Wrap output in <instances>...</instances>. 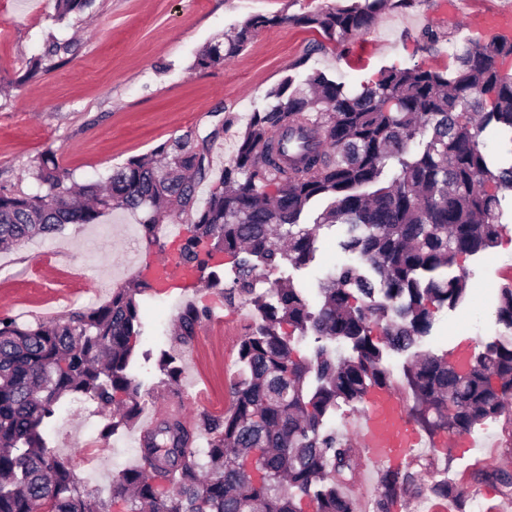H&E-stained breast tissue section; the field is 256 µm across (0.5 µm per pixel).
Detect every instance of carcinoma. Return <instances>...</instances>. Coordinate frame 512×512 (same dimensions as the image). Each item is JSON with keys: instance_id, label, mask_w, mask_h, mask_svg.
Instances as JSON below:
<instances>
[{"instance_id": "obj_1", "label": "carcinoma", "mask_w": 512, "mask_h": 512, "mask_svg": "<svg viewBox=\"0 0 512 512\" xmlns=\"http://www.w3.org/2000/svg\"><path fill=\"white\" fill-rule=\"evenodd\" d=\"M408 0H364L298 17L251 16L228 42L200 50L193 68L224 65L268 26L288 21L339 42L366 31L377 15ZM91 0H56L57 19ZM512 40L455 46L445 70L390 67L359 92L321 71L301 83L287 77L269 105L251 113L236 155L220 173L213 144L233 123L216 111L202 132L188 130L133 157L104 184L75 185L51 152L33 177L38 191L0 188V246L19 245L67 224H96L107 211L141 213L148 249L166 246L164 224L186 219L181 260L209 288L222 284L210 264L234 259L224 301L249 299L261 323L243 336L241 367L230 384L233 408L202 410L196 425L165 417L146 432L140 464L112 479V503L126 512H356L344 493L359 460L328 424L339 400L361 402L391 388L384 350L412 352L405 371L412 411L431 435L462 434L506 412L512 401V339L487 344L462 367L448 355L417 351L429 335L433 308L456 307L466 292L463 263L497 246L502 201L512 194V162L495 167L484 134L512 144V77L498 59ZM211 184L203 206L198 188ZM344 228L353 262L329 273L311 298L293 281L256 294L257 270L300 268L315 259L320 229ZM458 267L459 273L448 275ZM153 285L137 278L95 309H74L48 322L20 325L0 318V512H109L80 491L67 463L47 446L44 425L60 403L88 396L122 413L108 437L144 410L143 384L132 373L142 336L138 297ZM496 321L512 335V284L499 289ZM207 311L190 303L175 319V336L190 342ZM283 324L322 344L295 354ZM381 330L374 341L372 327ZM351 345L341 357L335 344ZM165 386L178 385L181 366L161 355ZM207 439L205 460L191 449ZM512 497V471L475 475ZM417 472L387 470L376 512L415 487ZM436 498L462 499L453 484L435 483Z\"/></svg>"}]
</instances>
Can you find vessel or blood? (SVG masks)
<instances>
[{
  "instance_id": "vessel-or-blood-1",
  "label": "vessel or blood",
  "mask_w": 512,
  "mask_h": 512,
  "mask_svg": "<svg viewBox=\"0 0 512 512\" xmlns=\"http://www.w3.org/2000/svg\"><path fill=\"white\" fill-rule=\"evenodd\" d=\"M483 32L488 38L512 36V12L496 9L487 13ZM142 274L163 288L185 291L196 288L199 274L180 261L167 258L154 261ZM361 454L376 467L399 468L409 460V450L416 441L405 416V408L388 388L370 392L365 398L358 432Z\"/></svg>"
}]
</instances>
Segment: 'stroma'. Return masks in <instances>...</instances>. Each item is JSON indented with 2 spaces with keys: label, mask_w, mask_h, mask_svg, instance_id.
Instances as JSON below:
<instances>
[{
  "label": "stroma",
  "mask_w": 512,
  "mask_h": 512,
  "mask_svg": "<svg viewBox=\"0 0 512 512\" xmlns=\"http://www.w3.org/2000/svg\"><path fill=\"white\" fill-rule=\"evenodd\" d=\"M342 0H92L80 14L56 18L55 0H0V187L30 191L39 159L54 152L60 166L80 183L103 179L130 158L160 143L208 124L216 110L232 115L211 160L222 169L235 155L251 112L267 106V92L286 76L303 79L319 70L353 91L392 66L423 64L445 69L461 41H479L477 29L487 10L512 0H410L382 11L370 30L340 43L317 31L291 24V17L341 6ZM254 15L282 16L281 24L262 29L239 53L216 69L193 67L196 54L213 38L230 34ZM438 42L423 45L424 32ZM69 45L68 53L31 72L32 58L49 42ZM506 225L500 243L465 261L467 297L457 308L433 315L425 349L443 354L457 345L476 349L499 339L496 294L512 283V201L503 200ZM136 216L114 210L95 224H70L56 233L0 249V317L24 324L50 321L69 310L107 303L113 289L136 278L155 251L139 238ZM341 227L321 230L314 262L306 268L280 269L310 290L330 269L347 262L340 248ZM224 272L218 288L185 293L162 290L143 297L144 333L136 346V376L152 392L149 406L172 399L160 386L161 353L182 367L180 389L189 397V414L229 410V386L238 369L242 336L259 324L247 303L228 305L231 257L217 255ZM224 319L223 332L204 321L187 344L172 337L174 319L186 304ZM57 428L47 444L68 461L80 485L108 499L113 477L138 465L143 420L122 426L109 438L101 433L111 410L83 397L61 403ZM472 449L463 451L457 436L440 431L412 449L410 468L422 486L442 481L477 501L482 512H512V498L489 483H476L479 469L512 466V421L488 418L469 433Z\"/></svg>",
  "instance_id": "stroma-1"
}]
</instances>
